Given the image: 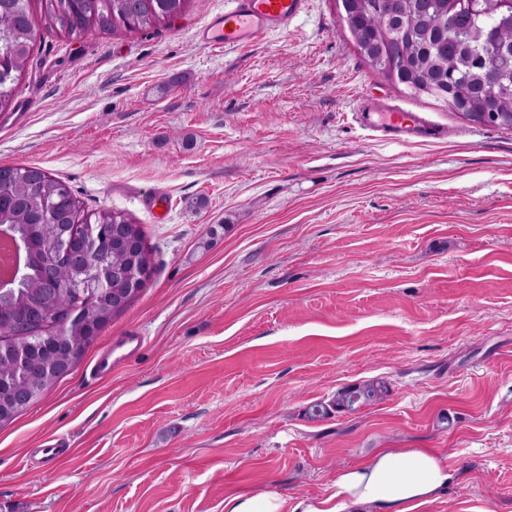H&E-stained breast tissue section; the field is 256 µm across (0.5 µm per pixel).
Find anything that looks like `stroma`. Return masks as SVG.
I'll use <instances>...</instances> for the list:
<instances>
[{"label":"stroma","instance_id":"obj_1","mask_svg":"<svg viewBox=\"0 0 512 512\" xmlns=\"http://www.w3.org/2000/svg\"><path fill=\"white\" fill-rule=\"evenodd\" d=\"M171 27L37 26L0 109V166H38L85 211L140 224L154 272L73 371L0 427V512H224L226 496H319L379 448L455 476L414 512H512V129L370 69L340 0L235 48ZM438 139L367 136L363 98ZM204 207H196V200ZM140 333L111 376L99 356ZM373 379L354 413L307 408ZM49 438L62 458L29 465Z\"/></svg>","mask_w":512,"mask_h":512}]
</instances>
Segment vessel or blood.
Segmentation results:
<instances>
[{
    "instance_id": "1",
    "label": "vessel or blood",
    "mask_w": 512,
    "mask_h": 512,
    "mask_svg": "<svg viewBox=\"0 0 512 512\" xmlns=\"http://www.w3.org/2000/svg\"><path fill=\"white\" fill-rule=\"evenodd\" d=\"M309 4L310 0H231L230 8L213 16L196 36L213 46L252 44L272 32L291 29ZM356 119L364 129L386 139L404 141L438 134L424 117L406 115L397 107L380 109L370 102L360 106Z\"/></svg>"
}]
</instances>
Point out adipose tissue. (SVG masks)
<instances>
[{
    "label": "adipose tissue",
    "mask_w": 512,
    "mask_h": 512,
    "mask_svg": "<svg viewBox=\"0 0 512 512\" xmlns=\"http://www.w3.org/2000/svg\"><path fill=\"white\" fill-rule=\"evenodd\" d=\"M454 473L434 452L381 448L342 471L335 492L288 501L274 492L225 498L224 512H412L445 488Z\"/></svg>",
    "instance_id": "ef3b65f1"
}]
</instances>
